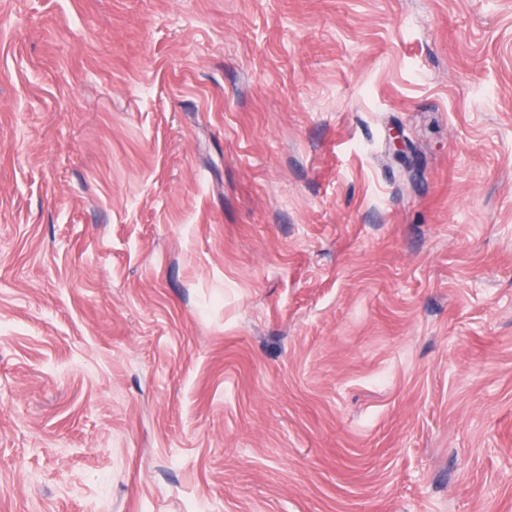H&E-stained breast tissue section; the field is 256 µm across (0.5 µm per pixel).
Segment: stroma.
<instances>
[{
    "label": "stroma",
    "instance_id": "35a3bbf8",
    "mask_svg": "<svg viewBox=\"0 0 512 512\" xmlns=\"http://www.w3.org/2000/svg\"><path fill=\"white\" fill-rule=\"evenodd\" d=\"M0 512H512V0H0Z\"/></svg>",
    "mask_w": 512,
    "mask_h": 512
}]
</instances>
